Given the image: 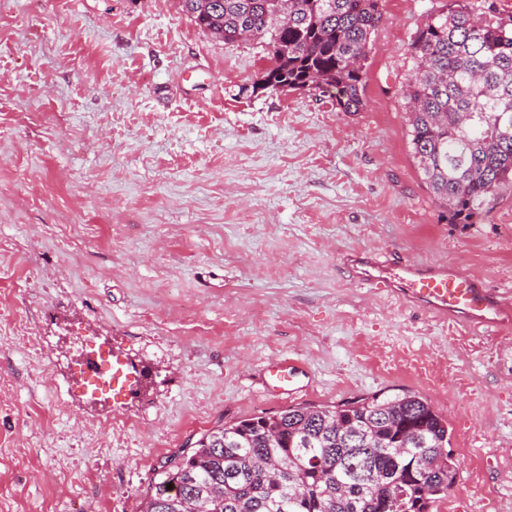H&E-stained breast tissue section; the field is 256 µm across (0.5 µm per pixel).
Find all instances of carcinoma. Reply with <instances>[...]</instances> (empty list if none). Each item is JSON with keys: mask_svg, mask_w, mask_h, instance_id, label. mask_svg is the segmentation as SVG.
Returning <instances> with one entry per match:
<instances>
[{"mask_svg": "<svg viewBox=\"0 0 512 512\" xmlns=\"http://www.w3.org/2000/svg\"><path fill=\"white\" fill-rule=\"evenodd\" d=\"M201 30L263 40L272 68L253 89H324L364 106L380 0H180ZM406 85L412 153L448 223L467 224L512 184V18L465 6L428 17ZM446 420L412 392L294 407L203 434L164 461L143 512H429L458 468Z\"/></svg>", "mask_w": 512, "mask_h": 512, "instance_id": "obj_1", "label": "carcinoma"}]
</instances>
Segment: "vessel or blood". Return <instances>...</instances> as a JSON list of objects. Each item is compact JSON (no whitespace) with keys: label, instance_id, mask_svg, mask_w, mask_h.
I'll return each mask as SVG.
<instances>
[{"label":"vessel or blood","instance_id":"1","mask_svg":"<svg viewBox=\"0 0 512 512\" xmlns=\"http://www.w3.org/2000/svg\"><path fill=\"white\" fill-rule=\"evenodd\" d=\"M349 270L368 287L401 293L427 310L476 326L496 324L504 305L501 294L483 288L477 279L462 276L452 266L428 267L410 259L391 264L361 253L354 256Z\"/></svg>","mask_w":512,"mask_h":512}]
</instances>
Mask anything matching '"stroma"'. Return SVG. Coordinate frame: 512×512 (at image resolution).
I'll return each mask as SVG.
<instances>
[{
    "mask_svg": "<svg viewBox=\"0 0 512 512\" xmlns=\"http://www.w3.org/2000/svg\"><path fill=\"white\" fill-rule=\"evenodd\" d=\"M455 0H381L364 107L251 92L179 0H0V512H142L166 457L244 417L411 391L448 420L432 512H512V313L475 329L358 284L350 252L512 301V186L452 224L414 161L410 44ZM142 371L91 396L86 357ZM294 363L306 398L270 392Z\"/></svg>",
    "mask_w": 512,
    "mask_h": 512,
    "instance_id": "obj_1",
    "label": "stroma"
}]
</instances>
